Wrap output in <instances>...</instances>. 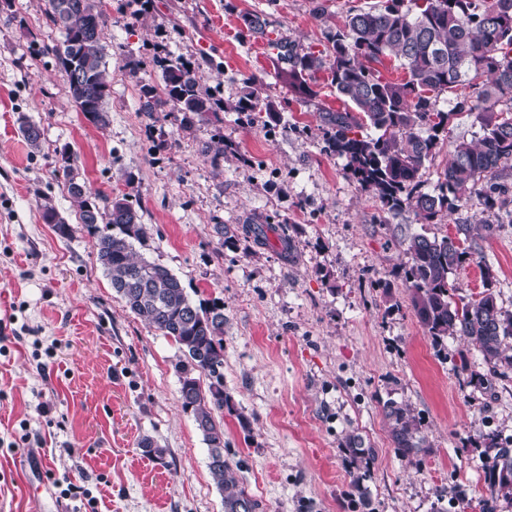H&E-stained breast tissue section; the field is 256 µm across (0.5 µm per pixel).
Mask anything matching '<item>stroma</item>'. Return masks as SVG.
Masks as SVG:
<instances>
[{
  "instance_id": "1",
  "label": "stroma",
  "mask_w": 512,
  "mask_h": 512,
  "mask_svg": "<svg viewBox=\"0 0 512 512\" xmlns=\"http://www.w3.org/2000/svg\"><path fill=\"white\" fill-rule=\"evenodd\" d=\"M385 0H151L137 15L127 0H101L107 21L110 122L78 112L42 44L61 40L42 0H12L0 12V512H224L208 450L179 400L176 343L150 329L113 291L96 261V240L54 175L59 151L91 191L135 195L148 235L136 250L167 267L197 303H224L225 457L263 512H481L487 495L481 432L512 438V381L489 400L470 381L483 372L477 349L452 337L436 346L417 321L403 281V241L456 236L461 224L497 225L480 243L483 263L453 279L462 296L484 288L489 265L512 308V171L500 209L470 200L432 224L413 210L392 215L363 190L345 162L321 152L323 110L342 103L325 81L296 96L263 37L242 17L265 15L267 35L320 50L349 10ZM194 61L203 87L234 102L246 78L282 120L179 130L173 117L139 112V88L161 85L156 55ZM141 60L137 72L127 58ZM476 95L460 86L441 97L451 140L481 136ZM26 115L41 129L32 150L18 132ZM235 151L212 164L218 137ZM135 178L126 185L123 172ZM52 198L73 224L58 236L40 216ZM253 213L288 222L298 259L276 244L228 249L213 227ZM411 405L429 441L425 454L398 455L382 409ZM377 450L351 486L341 446L349 431ZM151 436L161 452L139 448ZM42 462L25 484L17 461ZM81 486L70 497L68 484Z\"/></svg>"
}]
</instances>
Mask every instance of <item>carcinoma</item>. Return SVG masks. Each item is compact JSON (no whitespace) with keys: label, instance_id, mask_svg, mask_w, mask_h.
Wrapping results in <instances>:
<instances>
[{"label":"carcinoma","instance_id":"1","mask_svg":"<svg viewBox=\"0 0 512 512\" xmlns=\"http://www.w3.org/2000/svg\"><path fill=\"white\" fill-rule=\"evenodd\" d=\"M69 4L62 40L44 52L63 73L76 109L104 128L109 124L104 11L100 0H69ZM242 21L251 33L267 27L260 13L245 14ZM272 44L285 65L282 72L288 75L289 88L301 98L315 95L310 82L318 72H329L330 85L347 109L322 112L321 152L345 159L354 178L384 210L397 214L409 208L422 223L431 224L442 213L457 210L464 199H477L485 210L498 204L503 186L497 179L512 169V106L497 109L503 98L512 103V0H391L384 7L348 12L317 52L304 51L286 37ZM387 58L399 62L406 72L404 79L383 76L378 66ZM157 64L162 88L140 87L139 111L149 116L173 113L184 131L197 122H223L219 113L227 109L243 115L251 125L281 120L275 104H261V80L255 76L246 80V91L226 105L202 87L192 62L170 57ZM478 78L476 108L482 135L475 141L452 143L433 192H423L426 163L448 138L449 112L438 108L440 97ZM17 122L27 144L40 149L39 126L25 115ZM55 173L77 203L79 223L96 238V262L115 293L149 328L173 339L182 353L176 364L179 399L208 447V468L224 492V512H259L261 503L238 484L224 458V428L216 420L217 414L233 410L224 393V304L196 305L176 275L135 251V244L146 239L147 227L130 194L110 199L91 192L67 160L55 167ZM41 217L60 235H71V225L48 199ZM213 229L228 247L250 237L265 244L272 234L281 255L294 257L295 243L287 225L269 217L262 224L243 225L240 235L227 224ZM473 250L475 246L463 248L447 235H413L406 243L409 261L404 280L412 311L435 345L460 337L478 350L486 373L471 376V381L492 399L495 381L512 378V310L499 302L487 266L482 268L484 290L475 297L453 300L459 287L449 282V275ZM201 374L209 379L205 389ZM384 416L400 456L413 458L429 448L409 405L389 401ZM481 438L489 491L482 512H494L495 502L512 503V444L494 431L481 433ZM341 447L358 471L377 457L376 449L354 432L344 437Z\"/></svg>","mask_w":512,"mask_h":512}]
</instances>
